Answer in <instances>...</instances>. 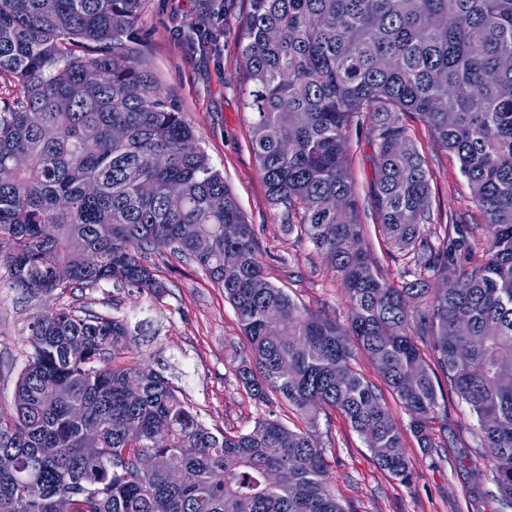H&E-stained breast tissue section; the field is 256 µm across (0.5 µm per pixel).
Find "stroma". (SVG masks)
<instances>
[{"instance_id": "obj_1", "label": "stroma", "mask_w": 512, "mask_h": 512, "mask_svg": "<svg viewBox=\"0 0 512 512\" xmlns=\"http://www.w3.org/2000/svg\"><path fill=\"white\" fill-rule=\"evenodd\" d=\"M246 0H145L138 23L144 59L153 81L193 127L209 156L253 224L265 279L284 289L300 306L346 322L347 295L334 269L308 239L282 229L281 210L271 207L250 142L244 109L243 70L235 39ZM431 173L432 209L438 224H469L473 231L448 263L449 276L482 261L479 226L485 217L472 202L457 158L432 137L412 114L402 117ZM361 218L385 280L413 281L407 260L390 256L371 228L368 206L375 179V147L368 121L351 133L347 152ZM165 285L153 295L134 287L100 284L84 292L38 297L0 286V405L12 401L23 366L28 327L61 308L91 310L126 319L136 332L128 362L149 363L175 388L211 429L245 433L265 416L291 429L302 420L285 402H260L240 386L235 362L246 350L236 313L224 291L197 265L168 255L155 261ZM439 418L448 422V445L424 451L409 431L408 414L393 406L414 478L401 483L379 470L363 439L340 412H321L317 435L325 449L332 488L347 512H498L499 493L489 452L482 448L477 423L455 393H438Z\"/></svg>"}]
</instances>
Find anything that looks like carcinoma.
Returning a JSON list of instances; mask_svg holds the SVG:
<instances>
[{"label": "carcinoma", "instance_id": "cac0c4a2", "mask_svg": "<svg viewBox=\"0 0 512 512\" xmlns=\"http://www.w3.org/2000/svg\"><path fill=\"white\" fill-rule=\"evenodd\" d=\"M142 8L0 0V78L18 88L0 98V239L11 243L0 279L33 294L113 282L158 295L151 256L193 262L224 289L247 340L239 382L262 402H287L305 429L262 418L247 433L214 432L149 364L114 363L129 350L124 320L59 309L30 326L13 401L0 407V512H345L316 435L330 408L380 470L408 484L402 432L354 366L359 352L427 451L447 430L437 415L446 381L512 503V0H247L236 40L252 150L284 231L300 228L336 272L346 325L282 288H253L263 276L254 226L143 68ZM406 113L457 157L485 216L483 263L456 279ZM363 117L385 246L444 288L373 273L346 160ZM63 264L71 275L60 284ZM42 448L58 452L44 459ZM151 457L196 483L174 482ZM26 477L43 484L35 502L23 497Z\"/></svg>", "mask_w": 512, "mask_h": 512}]
</instances>
